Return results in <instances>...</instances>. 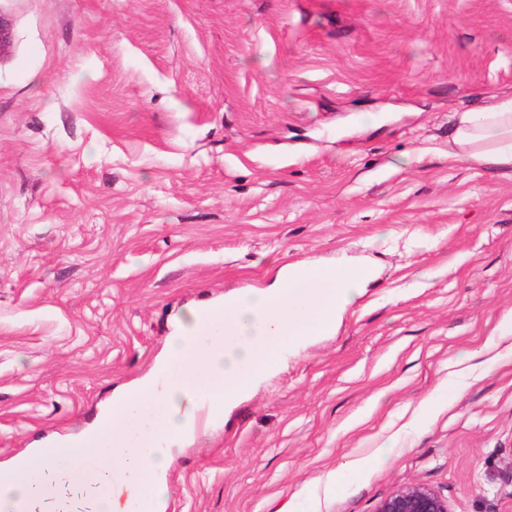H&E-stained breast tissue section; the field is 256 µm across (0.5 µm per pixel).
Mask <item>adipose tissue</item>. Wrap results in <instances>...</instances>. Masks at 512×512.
<instances>
[{
	"instance_id": "obj_1",
	"label": "adipose tissue",
	"mask_w": 512,
	"mask_h": 512,
	"mask_svg": "<svg viewBox=\"0 0 512 512\" xmlns=\"http://www.w3.org/2000/svg\"><path fill=\"white\" fill-rule=\"evenodd\" d=\"M454 141L483 166L512 167V100L479 113L465 112ZM375 277L372 266L295 265L265 289L204 303L174 327L162 362L78 441L43 448L39 471H0V512L29 504L35 488L58 497L67 472L55 458L74 454L93 468L95 512H137L139 499L160 506V474L172 451L199 431V413L223 419L259 379L279 369L305 342L335 331L345 306Z\"/></svg>"
}]
</instances>
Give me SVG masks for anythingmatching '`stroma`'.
<instances>
[{"label":"stroma","instance_id":"35a3bbf8","mask_svg":"<svg viewBox=\"0 0 512 512\" xmlns=\"http://www.w3.org/2000/svg\"><path fill=\"white\" fill-rule=\"evenodd\" d=\"M0 18V469L92 427L190 308L370 260L333 335L175 449L165 512H374L414 484L512 512V167L452 140L512 98V0H0ZM393 449L392 439H387L379 448L360 459L352 460L336 470L332 478V488L343 491L360 475L364 467L378 466L387 460Z\"/></svg>","mask_w":512,"mask_h":512}]
</instances>
